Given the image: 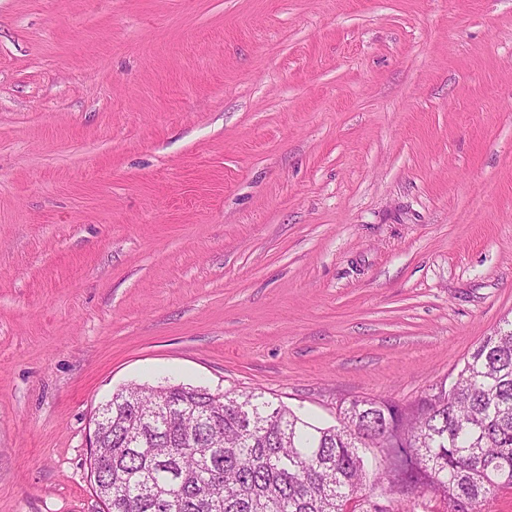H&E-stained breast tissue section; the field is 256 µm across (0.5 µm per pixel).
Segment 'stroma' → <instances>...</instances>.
Returning <instances> with one entry per match:
<instances>
[{"label":"stroma","mask_w":512,"mask_h":512,"mask_svg":"<svg viewBox=\"0 0 512 512\" xmlns=\"http://www.w3.org/2000/svg\"><path fill=\"white\" fill-rule=\"evenodd\" d=\"M508 321L512 0H0V512L127 385L328 426Z\"/></svg>","instance_id":"35a3bbf8"}]
</instances>
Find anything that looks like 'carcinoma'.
I'll use <instances>...</instances> for the list:
<instances>
[{"instance_id": "cac0c4a2", "label": "carcinoma", "mask_w": 512, "mask_h": 512, "mask_svg": "<svg viewBox=\"0 0 512 512\" xmlns=\"http://www.w3.org/2000/svg\"><path fill=\"white\" fill-rule=\"evenodd\" d=\"M91 473L107 512H390L431 493L474 512L512 488V327L409 404L353 399L314 425L264 394L134 384L112 394ZM382 463L367 469L364 441Z\"/></svg>"}]
</instances>
